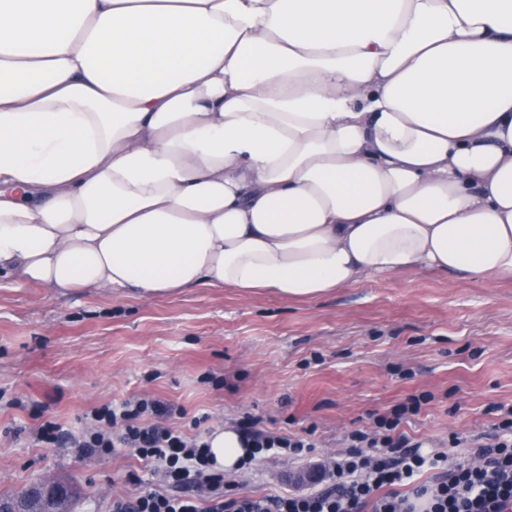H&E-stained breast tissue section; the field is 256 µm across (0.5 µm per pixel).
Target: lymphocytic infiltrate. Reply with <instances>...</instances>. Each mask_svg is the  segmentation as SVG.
Segmentation results:
<instances>
[{"label":"lymphocytic infiltrate","instance_id":"obj_1","mask_svg":"<svg viewBox=\"0 0 512 512\" xmlns=\"http://www.w3.org/2000/svg\"><path fill=\"white\" fill-rule=\"evenodd\" d=\"M430 399L427 393L413 396L374 414L373 431L349 433L346 451L319 466L317 487L306 493L239 495L215 469L205 437L176 429L170 419L177 407L153 398L93 409L85 429L64 436L56 423L45 421L35 438L64 443L82 457L127 450L144 460L152 481L130 474L140 492L130 500L113 499L112 512H512V405L500 406L501 418L492 431L452 435L451 447H468L473 456L470 462L452 464L446 452L423 451L401 429ZM238 428L253 461L305 460L317 446L311 437L270 432L250 414ZM426 473L432 481H423Z\"/></svg>","mask_w":512,"mask_h":512}]
</instances>
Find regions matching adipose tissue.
Wrapping results in <instances>:
<instances>
[{"label": "adipose tissue", "instance_id": "1", "mask_svg": "<svg viewBox=\"0 0 512 512\" xmlns=\"http://www.w3.org/2000/svg\"><path fill=\"white\" fill-rule=\"evenodd\" d=\"M420 268L512 279V0H0V277L311 301Z\"/></svg>", "mask_w": 512, "mask_h": 512}]
</instances>
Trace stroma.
Listing matches in <instances>:
<instances>
[{"label": "stroma", "mask_w": 512, "mask_h": 512, "mask_svg": "<svg viewBox=\"0 0 512 512\" xmlns=\"http://www.w3.org/2000/svg\"><path fill=\"white\" fill-rule=\"evenodd\" d=\"M423 392L432 401L403 430L426 449L490 430L495 406L512 403L511 281L420 269L300 302L231 288L145 301L0 279V492L50 475L82 487L76 512H112L113 497L136 493L128 472L150 478L129 453L34 445L46 416L74 429L94 407L148 395L213 427L252 414L273 432L314 430L323 461L372 413ZM308 471L267 459L237 489H301Z\"/></svg>", "instance_id": "35a3bbf8"}]
</instances>
